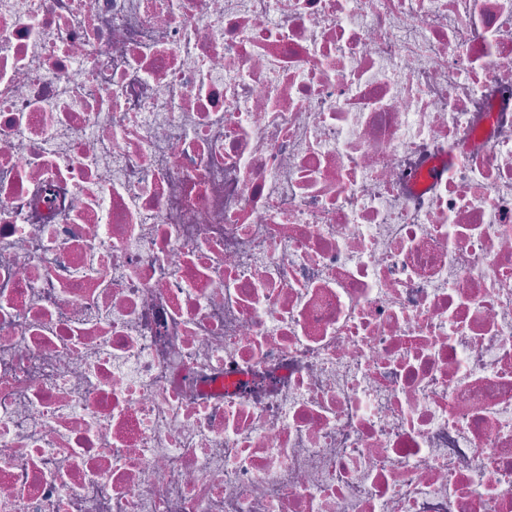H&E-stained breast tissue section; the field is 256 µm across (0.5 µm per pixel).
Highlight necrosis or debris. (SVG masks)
<instances>
[{"instance_id":"necrosis-or-debris-1","label":"necrosis or debris","mask_w":512,"mask_h":512,"mask_svg":"<svg viewBox=\"0 0 512 512\" xmlns=\"http://www.w3.org/2000/svg\"><path fill=\"white\" fill-rule=\"evenodd\" d=\"M0 512H512V0H0Z\"/></svg>"}]
</instances>
